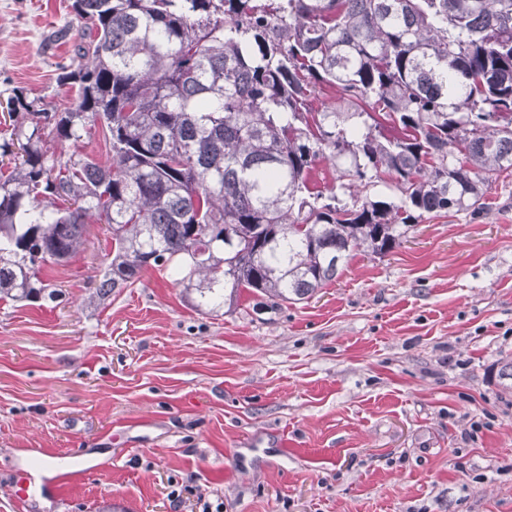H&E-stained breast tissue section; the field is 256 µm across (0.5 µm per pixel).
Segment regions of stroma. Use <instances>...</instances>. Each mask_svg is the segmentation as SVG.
Returning a JSON list of instances; mask_svg holds the SVG:
<instances>
[{
  "instance_id": "stroma-1",
  "label": "stroma",
  "mask_w": 512,
  "mask_h": 512,
  "mask_svg": "<svg viewBox=\"0 0 512 512\" xmlns=\"http://www.w3.org/2000/svg\"><path fill=\"white\" fill-rule=\"evenodd\" d=\"M70 2L0 0V103L65 104ZM86 239L43 266L54 298L0 302V512L44 448L93 473L33 512H512V172L273 310L200 312L163 267L88 307L111 240Z\"/></svg>"
}]
</instances>
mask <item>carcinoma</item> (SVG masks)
Returning <instances> with one entry per match:
<instances>
[{
    "label": "carcinoma",
    "mask_w": 512,
    "mask_h": 512,
    "mask_svg": "<svg viewBox=\"0 0 512 512\" xmlns=\"http://www.w3.org/2000/svg\"><path fill=\"white\" fill-rule=\"evenodd\" d=\"M273 2L73 0L69 105L6 100L0 301L40 297V267L81 250L91 219L112 249L89 302L168 265L214 312L243 288L308 299L353 252L483 207L512 170V0ZM327 87L337 101L307 111ZM97 127L107 162L47 156ZM320 162L327 193L310 188Z\"/></svg>",
    "instance_id": "obj_1"
}]
</instances>
